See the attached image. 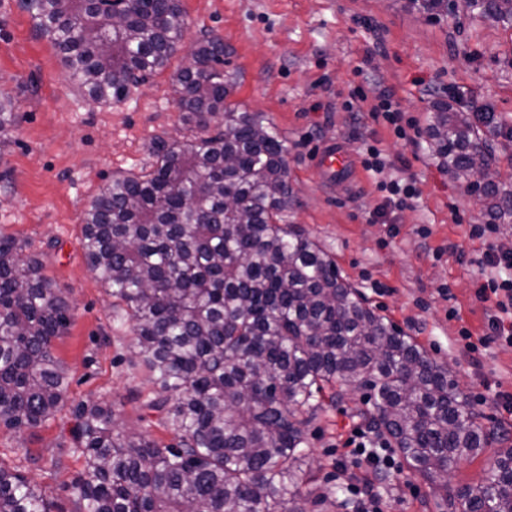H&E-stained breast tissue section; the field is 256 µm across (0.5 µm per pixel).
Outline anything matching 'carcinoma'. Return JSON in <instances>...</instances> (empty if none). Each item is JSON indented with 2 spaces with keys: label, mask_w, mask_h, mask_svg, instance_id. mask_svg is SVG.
<instances>
[{
  "label": "carcinoma",
  "mask_w": 512,
  "mask_h": 512,
  "mask_svg": "<svg viewBox=\"0 0 512 512\" xmlns=\"http://www.w3.org/2000/svg\"><path fill=\"white\" fill-rule=\"evenodd\" d=\"M434 18L448 0H410ZM78 89L122 102L162 70L185 26L180 0H138L103 13L98 0H24ZM460 9L512 28V0ZM173 77L192 125L156 143L152 169L112 178L80 215L88 267L134 322L133 354L158 387L147 401L178 435L163 444L116 427L105 399L72 406L84 475L71 512H305L307 426L317 394L367 390L359 416L381 447L428 481L448 512H512V448H497L483 480L448 486V470L495 444L494 432L412 337L370 308L302 229L280 223L295 201L288 143L262 112L228 101L224 43L205 38ZM16 103L0 96V137ZM432 155L470 185L490 166L470 115L431 106ZM487 214H512V191L485 183ZM16 239L0 233V428L37 429L68 401L53 342L70 305ZM0 512H54L38 485L0 464Z\"/></svg>",
  "instance_id": "cac0c4a2"
}]
</instances>
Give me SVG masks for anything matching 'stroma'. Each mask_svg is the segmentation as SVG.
Here are the masks:
<instances>
[{
  "label": "stroma",
  "instance_id": "obj_1",
  "mask_svg": "<svg viewBox=\"0 0 512 512\" xmlns=\"http://www.w3.org/2000/svg\"><path fill=\"white\" fill-rule=\"evenodd\" d=\"M186 27L167 68L119 103L92 102L78 91L49 40L36 29L22 0H0V92L18 108L0 143V231L16 237L23 256L37 257L71 306L54 353L65 368L68 401L103 398L119 425L164 443L175 434L162 412L144 401L156 387L133 358V324L88 268L79 221L89 201L113 177L154 163L161 139L189 135L175 99L173 76L203 35L224 44L230 101L262 112L288 142L295 202L287 223L304 229L336 261L342 276L371 307L447 365L468 398L485 396L484 423L512 446V416L494 395L512 393V346L490 343L476 355L458 340L461 328L484 335L495 313L477 299L486 275L478 263L489 244L512 248V218L484 238L470 225L490 218L464 185L434 159L427 138L429 107L495 112L488 132L492 166L508 173L512 189V29L457 12L436 23L407 0H180ZM368 93L359 111L348 107L356 87ZM392 91L416 137L398 139L374 117V97ZM387 156V176L413 181L411 207L387 206L362 167L363 144ZM333 145L353 162L345 178L324 180L316 153ZM362 392L343 400L322 397L309 426V468L317 486L346 479L373 484L386 512H440L427 484L409 467L386 476L356 463L345 441L359 425ZM68 409L49 426L15 432L0 428V463L18 467L58 512H70L68 486L84 470L69 455ZM58 455L62 466L49 471Z\"/></svg>",
  "mask_w": 512,
  "mask_h": 512
}]
</instances>
